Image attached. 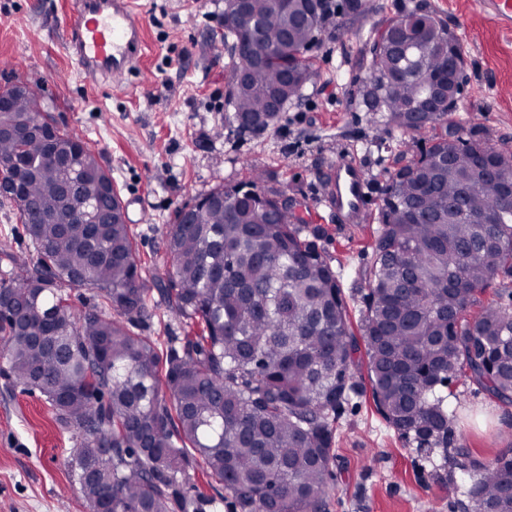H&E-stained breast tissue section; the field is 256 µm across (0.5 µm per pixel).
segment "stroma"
Instances as JSON below:
<instances>
[{
    "label": "stroma",
    "instance_id": "obj_1",
    "mask_svg": "<svg viewBox=\"0 0 512 512\" xmlns=\"http://www.w3.org/2000/svg\"><path fill=\"white\" fill-rule=\"evenodd\" d=\"M336 0L307 55L316 76L301 99L266 131H226L224 97L231 60L224 50V0H137L145 54L124 93L78 71L64 51L71 0H0V87L39 86L58 127L79 132L109 171L147 283L169 265L166 233L180 207L220 183L246 180L247 159L262 158L271 187L283 190L342 275L352 322H359L376 224H344L321 203L333 164L366 172L378 209L400 135L373 125L358 106L368 77L366 36L413 7L441 18L464 48V77L451 115L459 137L481 130L512 153V37L488 23L471 0ZM136 330L160 345L184 325L158 291ZM357 392L336 424V463L324 512H466L461 473L443 449L418 450L377 413L364 353H356ZM452 445L490 462L512 457V405L467 378L448 387ZM84 440L59 423L39 391L0 374V512H90L68 461Z\"/></svg>",
    "mask_w": 512,
    "mask_h": 512
}]
</instances>
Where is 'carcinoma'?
Segmentation results:
<instances>
[{
    "label": "carcinoma",
    "mask_w": 512,
    "mask_h": 512,
    "mask_svg": "<svg viewBox=\"0 0 512 512\" xmlns=\"http://www.w3.org/2000/svg\"><path fill=\"white\" fill-rule=\"evenodd\" d=\"M236 8L224 0L226 120L243 134L249 116L260 132L315 76L306 52L324 13L304 0ZM253 17L262 40L251 51L263 63L239 83L236 49ZM368 41L362 103L404 150L376 216L359 338L340 277L255 160L248 181L196 196L192 222L167 233L159 291L185 336L161 350L135 333L150 289L121 197L109 198L112 223L86 240L60 193L72 166L92 181L112 176L79 133L39 132L52 106L37 88L0 87L10 102L0 126L21 131L0 136V190L22 184L10 202L33 247L30 259L0 250V357L15 385L39 391L59 422L85 434L70 465L91 512H173L195 462L231 495L233 512H321L361 348L376 410L419 448H448L445 390L457 377L512 403V303L467 316L492 280H512V199L486 171L500 165L512 178V155L476 131L455 136V99L431 84L464 56L445 23L412 10ZM67 286L92 290L101 306L77 311ZM453 462L470 481L473 512H512L511 458L485 464L459 450Z\"/></svg>",
    "instance_id": "1"
}]
</instances>
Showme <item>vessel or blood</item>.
Returning <instances> with one entry per match:
<instances>
[{
    "instance_id": "vessel-or-blood-1",
    "label": "vessel or blood",
    "mask_w": 512,
    "mask_h": 512,
    "mask_svg": "<svg viewBox=\"0 0 512 512\" xmlns=\"http://www.w3.org/2000/svg\"><path fill=\"white\" fill-rule=\"evenodd\" d=\"M133 0H74L64 48L87 75L119 82L128 78L143 48V25ZM480 13L512 33V0H477ZM370 198L367 176L356 163L337 164L323 203L343 223H361Z\"/></svg>"
}]
</instances>
